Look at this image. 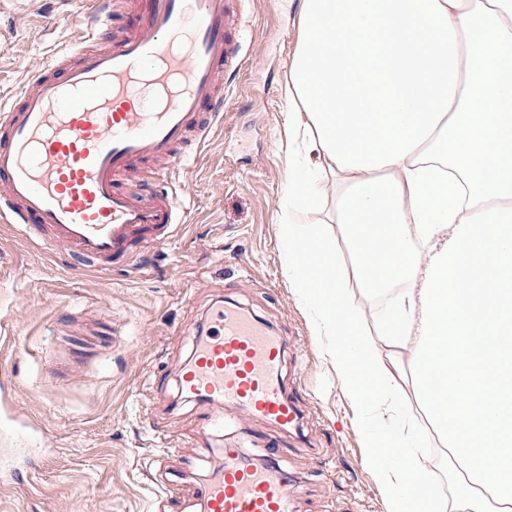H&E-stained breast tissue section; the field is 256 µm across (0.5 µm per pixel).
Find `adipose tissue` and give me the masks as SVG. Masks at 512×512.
<instances>
[{
  "instance_id": "1",
  "label": "adipose tissue",
  "mask_w": 512,
  "mask_h": 512,
  "mask_svg": "<svg viewBox=\"0 0 512 512\" xmlns=\"http://www.w3.org/2000/svg\"><path fill=\"white\" fill-rule=\"evenodd\" d=\"M298 15L293 145L332 180L340 240L283 220L291 286L357 409L398 405L411 360L448 464L464 472L459 499L512 512V0H299ZM350 274L369 291L412 281L377 334ZM419 439L411 421L365 439L388 512H448L421 494Z\"/></svg>"
}]
</instances>
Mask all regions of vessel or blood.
I'll return each instance as SVG.
<instances>
[{
  "instance_id": "obj_1",
  "label": "vessel or blood",
  "mask_w": 512,
  "mask_h": 512,
  "mask_svg": "<svg viewBox=\"0 0 512 512\" xmlns=\"http://www.w3.org/2000/svg\"><path fill=\"white\" fill-rule=\"evenodd\" d=\"M139 9L144 24L117 31L112 0H91L81 40L109 27L111 46L83 53L56 78L31 71L18 101L0 100V222L96 270L130 261L133 243L150 246L181 223L175 191L137 194L124 177L145 160L158 162L165 180L181 169L189 128L202 145L223 121L219 75L243 67L228 0H141ZM210 323L179 374L180 394L211 404L215 426L232 407L296 429L301 412L282 379L284 337L237 306L213 308ZM33 430L0 411V444L14 449L0 473L17 459L54 455ZM291 492L274 451L254 462L229 447L198 497L204 512H288Z\"/></svg>"
}]
</instances>
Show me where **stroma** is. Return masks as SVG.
Wrapping results in <instances>:
<instances>
[{
  "label": "stroma",
  "mask_w": 512,
  "mask_h": 512,
  "mask_svg": "<svg viewBox=\"0 0 512 512\" xmlns=\"http://www.w3.org/2000/svg\"><path fill=\"white\" fill-rule=\"evenodd\" d=\"M85 0H0V93L19 90L48 63L50 45L74 42ZM247 92L227 100L224 121L171 181L185 210L129 267L80 268L0 223V376L13 403L42 421L55 455L23 485L0 483V512H200L197 488L224 444L243 436L281 446L296 493L288 512H387L367 465L361 419L288 276L281 221L289 189L285 101L298 39L297 0H241ZM240 306L285 337L283 380L302 411L297 433L225 409L205 431L207 402L174 388L216 301Z\"/></svg>",
  "instance_id": "35a3bbf8"
}]
</instances>
